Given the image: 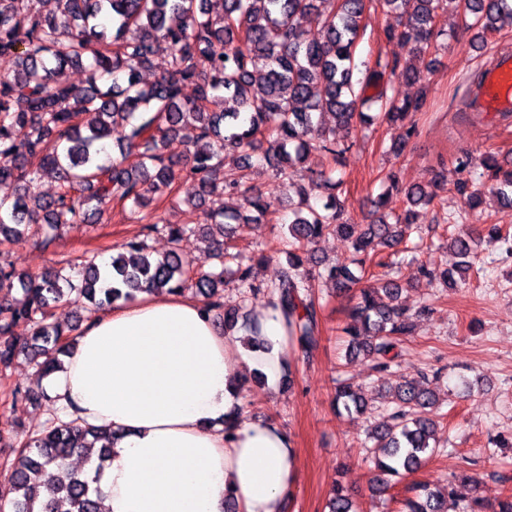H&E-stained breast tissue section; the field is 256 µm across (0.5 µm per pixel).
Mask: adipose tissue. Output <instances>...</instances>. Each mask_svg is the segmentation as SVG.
<instances>
[{"label":"adipose tissue","mask_w":512,"mask_h":512,"mask_svg":"<svg viewBox=\"0 0 512 512\" xmlns=\"http://www.w3.org/2000/svg\"><path fill=\"white\" fill-rule=\"evenodd\" d=\"M271 350L237 354L213 311L180 294L142 293L96 314L42 385L67 419L112 431V459L85 466L102 512H283L298 481L287 434L260 420L224 422L233 380L276 377L285 328L267 314Z\"/></svg>","instance_id":"1"}]
</instances>
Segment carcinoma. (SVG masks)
I'll return each mask as SVG.
<instances>
[{"instance_id": "1", "label": "carcinoma", "mask_w": 512, "mask_h": 512, "mask_svg": "<svg viewBox=\"0 0 512 512\" xmlns=\"http://www.w3.org/2000/svg\"><path fill=\"white\" fill-rule=\"evenodd\" d=\"M42 0H0V181L18 187L14 199L0 201V243L38 226L40 244L48 249L59 231L90 223L112 202L138 215L170 197L172 186L188 172L197 184L191 209L202 211L204 230L211 237L213 256L222 266L218 273L195 272L180 253V243L194 232L187 224L163 218L145 225L147 233L164 232L170 249L158 258L147 244L131 238L122 252L102 271L95 258L80 264L81 284L61 276L53 266L38 273H16L12 263H0V372L23 356L38 377L61 366L60 357L71 350L70 336L77 326L55 321L56 311L71 293L87 299L95 310L127 302L143 292H191L216 313L224 335L239 331L251 344H264L260 320L243 318L236 307L224 308V274L234 275L238 287L257 292L255 266L288 256L277 279L267 287L268 309L277 313L305 357L319 346V314L313 282L327 279L339 288L360 283L382 251L397 252L413 232L415 208L431 205L447 188L467 195V203L480 202L482 190L468 179L481 166L492 173V193L512 205V167L503 168L496 156L461 154L455 159L453 180L444 162L430 185L400 187L388 177L383 193L374 201L369 224L343 220L331 162L349 149L331 138L317 114L331 112L340 125L377 123L399 125L401 139L391 150L398 155L417 134L412 117L423 109L422 96L400 99L382 89L372 97L355 91V50L363 35L365 13L373 5L401 18V28L386 27L379 39H415L411 53L418 59L438 50L437 26L449 5L471 16L475 37L499 30L498 22H512L509 0H337L336 12H322L321 0H55L45 11ZM316 25L319 39L305 41L302 25ZM169 54L167 68L147 84L141 72L153 68L159 44ZM87 73L83 86L59 79L66 68ZM404 81L421 80V71L377 59L367 81L385 71ZM191 85L195 95H184ZM191 126L196 134L186 143L180 130ZM116 127H127L120 157L100 159L102 147ZM268 147H263V144ZM238 153L233 165L224 149ZM130 155L134 165H125ZM319 157L309 168V185L298 189V202L290 204L292 220L280 236L279 247L260 250L249 260L231 244L233 224L258 222L271 207V195L246 185L245 171L266 166L273 185L288 187L295 170ZM57 174L58 191L41 195L32 191L42 173ZM314 189L328 191L318 208L310 203ZM405 198L400 213L384 211L392 193ZM239 195L247 214L227 208H205L217 196ZM329 235L347 239L352 264L307 267L301 253ZM512 257V232L498 224L453 233L448 246L460 258V280L478 273L481 245ZM402 279L383 273L371 275L360 289L358 301L347 312L349 336L346 359L361 355L383 376L397 364L403 337L410 333L411 317L401 302ZM29 328L23 336L19 328ZM440 372L403 377L392 388L394 411L367 430L371 490L383 493L392 478L418 472L436 452V397L433 384ZM335 406L351 416L367 413L362 386L344 379L336 382ZM98 466L112 456V431L81 428L59 418L34 433L7 461L10 475L0 484V503L12 512H101L83 472L67 466L73 456ZM411 495L398 501L399 512H448L456 499L453 484L444 488L415 482ZM327 512H362L351 491L337 482Z\"/></svg>"}]
</instances>
